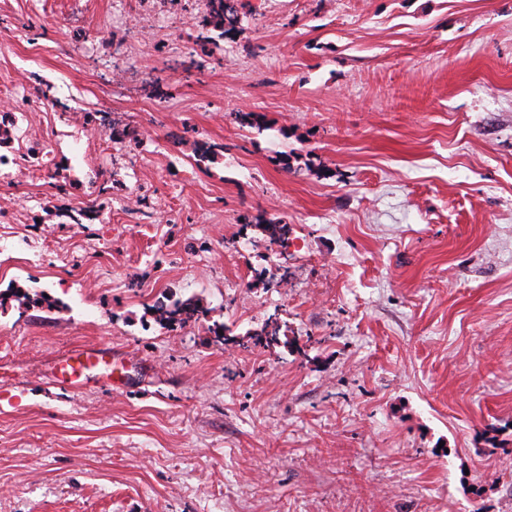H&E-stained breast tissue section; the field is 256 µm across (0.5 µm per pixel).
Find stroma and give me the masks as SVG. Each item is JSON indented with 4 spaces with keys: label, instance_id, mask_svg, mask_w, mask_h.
<instances>
[{
    "label": "stroma",
    "instance_id": "35a3bbf8",
    "mask_svg": "<svg viewBox=\"0 0 512 512\" xmlns=\"http://www.w3.org/2000/svg\"><path fill=\"white\" fill-rule=\"evenodd\" d=\"M243 2L0 0V512H512V0ZM244 4L239 0H208L209 18L207 20L208 29L206 33L201 32L196 36V43L206 51L210 44L217 47L218 39L223 40L237 32L240 9ZM211 31L218 32L216 36L209 35ZM155 313L157 321L164 326H174L183 324L189 320H197L204 317L208 309L200 305L198 301L193 299L174 300L170 304L159 302L155 305ZM104 350L88 349V348H75L71 350L67 356L62 358L59 363L63 364L61 370L63 375L69 377L60 379L62 382H68L73 385H81V378L94 370L98 363L104 360L107 355Z\"/></svg>",
    "mask_w": 512,
    "mask_h": 512
}]
</instances>
